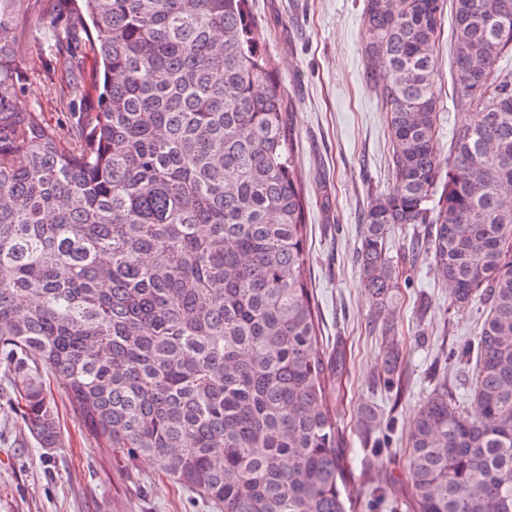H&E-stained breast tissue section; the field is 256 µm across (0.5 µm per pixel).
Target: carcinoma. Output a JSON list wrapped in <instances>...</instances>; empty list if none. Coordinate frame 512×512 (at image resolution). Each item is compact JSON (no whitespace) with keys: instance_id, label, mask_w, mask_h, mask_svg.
Here are the masks:
<instances>
[{"instance_id":"obj_1","label":"carcinoma","mask_w":512,"mask_h":512,"mask_svg":"<svg viewBox=\"0 0 512 512\" xmlns=\"http://www.w3.org/2000/svg\"><path fill=\"white\" fill-rule=\"evenodd\" d=\"M452 84L467 110L442 173L433 153L443 0H364L366 81L393 184L363 214L361 270L384 317L400 271L393 224H429L449 304L487 314L470 390L438 379L406 440L408 512H512V0H449ZM70 107L51 122L15 44L32 30ZM81 43L96 59L63 47ZM33 104L20 109L17 100ZM292 104L249 0H0V367L38 447H62L46 378L129 465L150 458L223 512H353L360 485L331 405L346 352L319 345ZM364 432L382 418L362 406Z\"/></svg>"}]
</instances>
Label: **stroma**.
Masks as SVG:
<instances>
[{"mask_svg": "<svg viewBox=\"0 0 512 512\" xmlns=\"http://www.w3.org/2000/svg\"><path fill=\"white\" fill-rule=\"evenodd\" d=\"M263 49L277 66L293 105L297 155L304 179L310 262L306 277L318 309L324 348L343 345L350 357L342 380L338 424L357 474L384 480L390 512H407L400 465L411 422L438 377L466 402L470 372L444 373L449 355L476 342L482 309L453 310L426 250L425 224L392 226L388 252L402 274L394 326L403 348L398 392L381 379L382 340L373 330V299L358 250L361 214L392 182L386 114L367 83L363 0H252ZM451 27L443 25L436 77L442 110L435 140L447 159L461 120L451 79ZM0 383V512H216L199 496L139 461L126 471L111 449L97 446L60 408L63 446L38 448L9 407ZM371 404L384 423L374 436L359 426V407Z\"/></svg>", "mask_w": 512, "mask_h": 512, "instance_id": "obj_1", "label": "stroma"}]
</instances>
